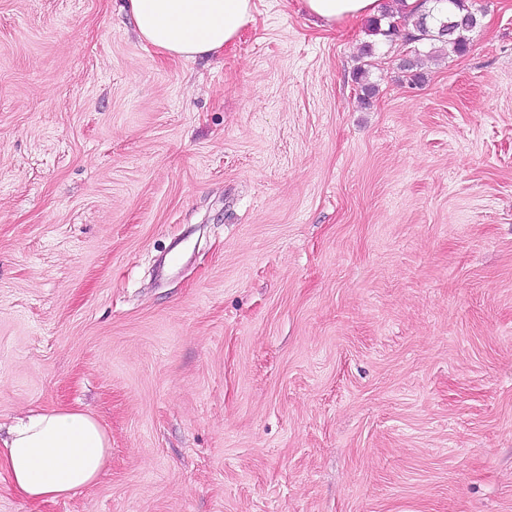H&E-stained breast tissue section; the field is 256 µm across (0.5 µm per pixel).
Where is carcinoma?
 <instances>
[{
    "instance_id": "1",
    "label": "carcinoma",
    "mask_w": 512,
    "mask_h": 512,
    "mask_svg": "<svg viewBox=\"0 0 512 512\" xmlns=\"http://www.w3.org/2000/svg\"><path fill=\"white\" fill-rule=\"evenodd\" d=\"M433 6L413 20L417 34H406L410 43L437 41L457 53L467 49L466 33L478 25L467 0H432Z\"/></svg>"
}]
</instances>
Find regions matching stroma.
Returning <instances> with one entry per match:
<instances>
[{
    "label": "stroma",
    "instance_id": "1",
    "mask_svg": "<svg viewBox=\"0 0 512 512\" xmlns=\"http://www.w3.org/2000/svg\"><path fill=\"white\" fill-rule=\"evenodd\" d=\"M255 3L172 60L122 0H0V432L112 440L0 512H512V0L415 84ZM110 448L94 418L76 409L53 408L30 415L7 439L0 438V470L23 497L53 501L93 484Z\"/></svg>",
    "mask_w": 512,
    "mask_h": 512
}]
</instances>
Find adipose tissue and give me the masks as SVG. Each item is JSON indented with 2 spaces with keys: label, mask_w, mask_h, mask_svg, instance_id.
Masks as SVG:
<instances>
[{
  "label": "adipose tissue",
  "mask_w": 512,
  "mask_h": 512,
  "mask_svg": "<svg viewBox=\"0 0 512 512\" xmlns=\"http://www.w3.org/2000/svg\"><path fill=\"white\" fill-rule=\"evenodd\" d=\"M322 28L376 18L383 0H298ZM139 38L171 59L224 51L254 19V0H125ZM111 448L103 427L88 414L53 408L30 415L0 440V469L13 489L33 501L68 497L93 484Z\"/></svg>",
  "instance_id": "obj_1"
}]
</instances>
